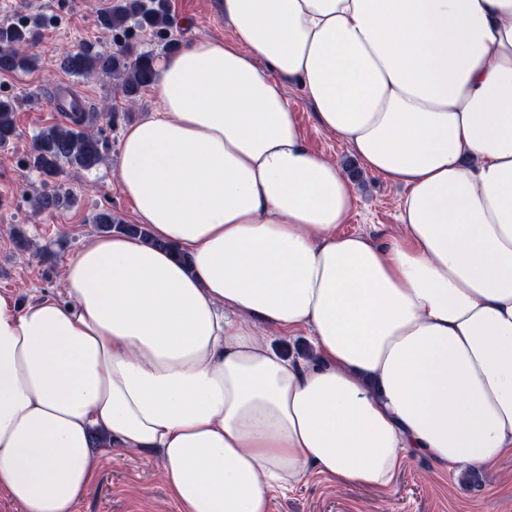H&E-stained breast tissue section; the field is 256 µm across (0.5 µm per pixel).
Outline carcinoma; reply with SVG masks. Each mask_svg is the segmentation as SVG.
<instances>
[{
	"mask_svg": "<svg viewBox=\"0 0 512 512\" xmlns=\"http://www.w3.org/2000/svg\"><path fill=\"white\" fill-rule=\"evenodd\" d=\"M40 26L39 19L20 25L10 18L0 20V71L27 72L33 69L37 56L31 52ZM98 26L112 32L114 47L110 51L84 42L67 51L62 68L74 76L102 75L116 82L124 98L133 102L140 93L151 87L157 76L156 54L141 51L132 42L137 32L160 40L163 49L174 51L178 42L171 38L172 17L169 0H117V3L98 16ZM16 101L0 98V148H7L18 135L15 122ZM104 142L90 127V119L82 102L72 98L67 120L43 128L34 137L29 153V168L40 176L56 179L66 169L90 170L103 158ZM61 187H53L32 201L37 213L51 212L68 201ZM103 233L119 230L140 236L148 244L157 242L139 224H124L112 211L105 209L93 218Z\"/></svg>",
	"mask_w": 512,
	"mask_h": 512,
	"instance_id": "1",
	"label": "carcinoma"
}]
</instances>
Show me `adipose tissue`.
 <instances>
[{"label":"adipose tissue","mask_w":512,"mask_h":512,"mask_svg":"<svg viewBox=\"0 0 512 512\" xmlns=\"http://www.w3.org/2000/svg\"><path fill=\"white\" fill-rule=\"evenodd\" d=\"M156 62L119 185L156 238L94 237L63 299L0 295V494L76 512L92 440L160 452L178 512H270L318 473L390 487L512 454V0H224ZM400 184L356 205L279 83ZM305 335L285 358L257 323ZM280 80L309 144L326 159L338 162L353 180L356 207L349 224H345L341 230L375 238L397 232L399 205L404 189L367 171L347 143L319 127L315 107L298 84L288 78Z\"/></svg>","instance_id":"obj_1"}]
</instances>
